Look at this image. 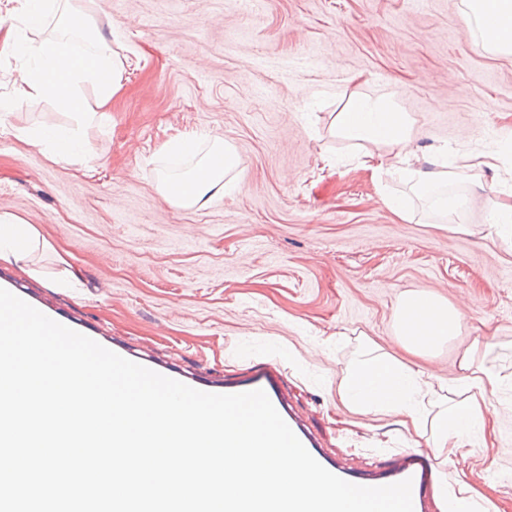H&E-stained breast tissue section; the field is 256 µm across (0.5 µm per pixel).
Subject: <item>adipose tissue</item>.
<instances>
[{"mask_svg":"<svg viewBox=\"0 0 512 512\" xmlns=\"http://www.w3.org/2000/svg\"><path fill=\"white\" fill-rule=\"evenodd\" d=\"M53 14L61 15L66 31L90 32L89 45L83 47L62 37L33 39V32L41 30ZM460 17L467 29L478 31L483 50L512 55V32L506 29L512 22V0H463ZM0 42L26 58L15 80L14 103H33L49 95L84 120L89 105L109 107L122 87L124 60L70 0H23L18 20L0 18ZM88 86L94 92L90 100L83 94ZM333 128L336 136L360 150L362 168L376 169L377 158L371 152L375 146H388L403 157H414L409 117L388 100L353 95L348 108L337 113ZM9 133L19 141L42 147L54 159H76L84 150L75 128L49 126L34 131L14 125ZM416 159V164L404 167L402 174L412 188L424 193L436 192L454 170L447 155L438 149ZM237 166L234 148L217 137L186 177L176 181L164 178L158 191L173 206L203 207L239 190V179L229 176ZM49 248V242L33 225L9 213L0 214V264H20ZM461 321V311L435 293L405 291L399 295L396 332L402 347L413 356L432 355L458 334ZM459 367L467 372L468 395L453 404L445 395L448 381L433 379L425 371L383 354L350 366L337 393L350 410L393 414L401 425L425 436L427 446L436 453L465 457L473 451V432L484 436L494 433L496 418L487 406L485 393L504 386L506 380L490 367L472 372V357L467 353Z\"/></svg>","mask_w":512,"mask_h":512,"instance_id":"ef3b65f1","label":"adipose tissue"}]
</instances>
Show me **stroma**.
Wrapping results in <instances>:
<instances>
[{
	"instance_id": "1",
	"label": "stroma",
	"mask_w": 512,
	"mask_h": 512,
	"mask_svg": "<svg viewBox=\"0 0 512 512\" xmlns=\"http://www.w3.org/2000/svg\"><path fill=\"white\" fill-rule=\"evenodd\" d=\"M128 59L107 119L82 129L86 153L55 161L0 136V212L34 225L51 251L0 265V287L51 319L195 385L260 381L342 477L369 484L401 464L418 512H441V480L464 477L512 512V389L489 395L494 437L474 454L434 456L394 416L350 411L337 387L364 340L441 378L476 361L512 377V244L490 238L491 179L512 188V55L478 50L460 0H73ZM21 62L0 48V121L70 126L53 98L15 107ZM388 99L414 144L463 155V198L442 217L398 174L350 160L331 135L351 92ZM229 141L241 189L203 208L156 190L170 139ZM497 154L498 171L483 166ZM405 196L399 219L387 200ZM83 282L57 288L67 267ZM438 294L463 313L457 336L412 359L394 330L399 293Z\"/></svg>"
}]
</instances>
